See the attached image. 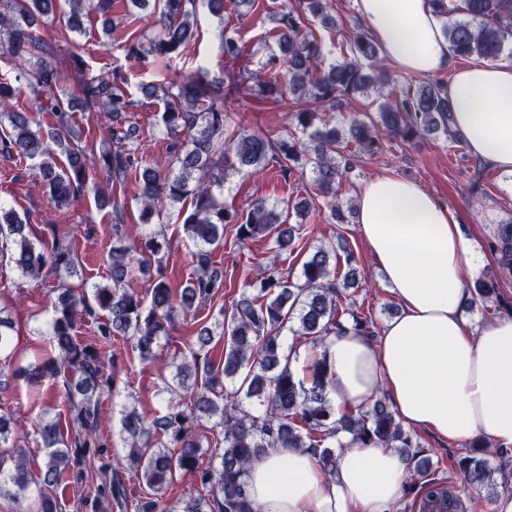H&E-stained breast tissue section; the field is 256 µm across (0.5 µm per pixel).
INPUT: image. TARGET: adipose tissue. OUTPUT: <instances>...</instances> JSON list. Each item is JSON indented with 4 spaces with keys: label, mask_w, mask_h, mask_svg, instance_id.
Masks as SVG:
<instances>
[{
    "label": "adipose tissue",
    "mask_w": 512,
    "mask_h": 512,
    "mask_svg": "<svg viewBox=\"0 0 512 512\" xmlns=\"http://www.w3.org/2000/svg\"><path fill=\"white\" fill-rule=\"evenodd\" d=\"M383 56L416 74L452 70L443 19L428 0H356ZM454 127L470 152L512 173V64L452 70ZM357 224L401 307L379 335L348 331L320 350L331 398L363 407L387 392L403 423L451 440L477 436L512 446V317L471 331L463 315L483 259L449 208L417 183L395 175L357 194ZM391 448L351 444L333 472L299 448H268L249 465L259 512H390L409 476Z\"/></svg>",
    "instance_id": "adipose-tissue-1"
}]
</instances>
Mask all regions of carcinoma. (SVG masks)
<instances>
[{
	"label": "carcinoma",
	"mask_w": 512,
	"mask_h": 512,
	"mask_svg": "<svg viewBox=\"0 0 512 512\" xmlns=\"http://www.w3.org/2000/svg\"><path fill=\"white\" fill-rule=\"evenodd\" d=\"M67 26L86 32L84 20L106 14L112 0H70ZM141 9L153 6L149 17L158 26L157 34L140 41L133 37L128 54H177L194 37L190 16L197 0H131ZM434 12L444 18L443 34L461 58L497 60L512 42V0H430ZM58 0H0V48L18 62L15 83L0 81V154L31 161V169L49 189L56 208L65 209L89 190L93 148L82 142L72 126V99L59 93L63 71L76 84L79 101L91 110L100 108L112 122V146L99 159L98 169L118 183L139 164L133 127H125V115L135 101L125 88L123 77L93 76L86 72L82 57L72 51L55 52L35 28L38 21L56 14ZM330 0H298V9L280 8L272 19L287 30L280 44L288 87L261 82L257 76L232 64L222 80H211L204 71L169 86L151 85L146 94L164 103L161 121L171 135L165 154L146 167L140 183V223L147 225L141 236L128 246H112L110 284L90 288H61L53 300L50 316V351L26 365L17 363L13 344V324L0 315V365L10 376L32 386L46 381L62 383L69 403V415L50 418L42 413L34 421L35 432L45 450L39 478L31 472L26 450L16 443L17 423L0 414V498H27L38 486L29 512H59L57 490L70 475H81L90 450L109 446L101 429L102 396L117 383L116 362L104 343L121 336L131 342L138 358L160 364L159 394L168 396L162 415L148 422L133 405L120 410V435L127 449L129 468L138 473L150 496L132 505L135 512H256L248 494V466L266 448H301L318 459L327 471L336 465V450L328 441L344 432L363 446L393 448L414 463L407 479V492L424 489L427 500L444 499L458 507L460 497L440 481L428 478L430 453L414 441L402 423L379 400L373 406L336 409L327 389L326 362L319 360L310 369L309 380L293 370L294 356L284 346L283 333L289 331L306 343L322 346L330 336L344 330L341 318L351 319L358 334L377 336L379 327L372 315L344 303L341 288L353 279L338 283L336 255L324 246L315 248L303 262L300 274L292 279L276 267L262 266L257 272L256 293L242 295L230 318L219 313L213 326L201 328L197 344L163 357L162 341L171 336L182 318L212 302L224 288V269L213 253L224 245V228L237 225L239 239L258 235L273 241L282 251L292 238V229L280 222L277 206L257 200L247 216L224 206L227 172L263 170L270 163L290 173L311 167L318 195L330 199L331 211L339 210L336 183L352 168L356 153L374 156L382 151V135L410 141L426 132L442 130L453 143L463 142L453 123L447 81L429 79L415 89L383 105L380 122H350L344 135L327 120L325 111L371 89H383L390 76L373 67L379 45L364 30L346 39L348 52L325 63V44L303 25L302 13L330 20ZM298 96L294 118L310 134L312 148L292 132L272 135H224L230 116L224 99L230 96L276 100L284 91ZM38 103L39 111L53 117L52 131L45 133L25 112L26 103ZM64 162L58 161V156ZM177 211L183 217V231L194 247L195 269L180 293L170 287L167 267L157 258L164 240L150 225L163 212ZM27 219L13 208L0 205V261L14 265L23 276L40 279L51 273L60 281L77 273L80 257L70 233H59L51 225L52 240L34 243L27 234ZM490 247L499 269L512 272V222L499 224ZM146 277L150 302L127 288L133 272ZM91 319L97 342L76 336L78 322ZM224 345L223 360L208 357L207 346ZM213 420V429L223 435L224 447H211L206 435L195 431L194 423ZM484 442H474L458 460L468 498L478 512L485 486L512 488V447L496 449L499 468L478 457ZM210 452L211 462L201 457ZM121 467L107 461L100 465L103 477L97 495L124 510L125 484L118 475ZM191 474L205 493L182 496L174 502L165 498L176 477Z\"/></svg>",
	"instance_id": "carcinoma-1"
}]
</instances>
